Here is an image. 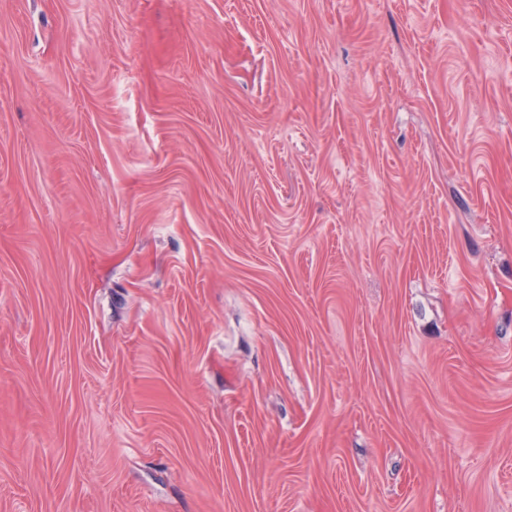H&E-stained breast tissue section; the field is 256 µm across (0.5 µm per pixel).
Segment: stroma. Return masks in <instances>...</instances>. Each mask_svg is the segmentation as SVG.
<instances>
[{
	"instance_id": "35a3bbf8",
	"label": "stroma",
	"mask_w": 512,
	"mask_h": 512,
	"mask_svg": "<svg viewBox=\"0 0 512 512\" xmlns=\"http://www.w3.org/2000/svg\"><path fill=\"white\" fill-rule=\"evenodd\" d=\"M0 512H512V0H0Z\"/></svg>"
}]
</instances>
